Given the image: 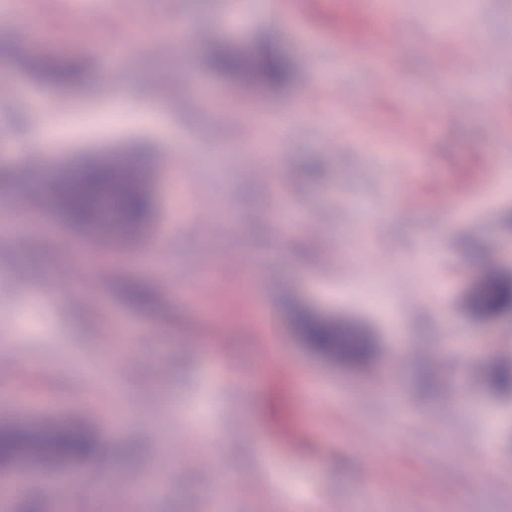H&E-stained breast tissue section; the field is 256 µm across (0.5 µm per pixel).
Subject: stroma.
Wrapping results in <instances>:
<instances>
[{"instance_id":"obj_1","label":"stroma","mask_w":512,"mask_h":512,"mask_svg":"<svg viewBox=\"0 0 512 512\" xmlns=\"http://www.w3.org/2000/svg\"><path fill=\"white\" fill-rule=\"evenodd\" d=\"M328 2L304 12L287 0L278 44L298 70L274 97L202 64L210 36L244 48L268 30L259 12L228 26L239 0H127L121 17L164 29L178 16L189 35L146 44L123 72H104L85 39L111 34L107 0H25L22 14L0 19V167L26 172L0 181V392L26 394L0 407V421L78 423L103 445L65 496L58 466L29 478L23 461L0 469L10 488L0 512L32 502L40 512H220L219 498L221 512H512V392L481 385L512 348V319L469 306L487 272L512 276V0H405L383 74L352 55L358 23ZM466 16L502 64L458 71L450 25ZM438 41L446 72L434 82ZM30 42L44 59L82 58L88 82L40 84L20 53ZM112 82L123 105L106 103ZM175 137L192 158L181 175ZM141 143L157 210L139 238H83L13 212L22 193L31 210L49 208L56 168ZM266 162L291 179L257 178ZM404 172L410 205L393 183ZM443 189L439 212L430 200ZM199 204L202 224L191 220ZM423 257L438 287H427ZM62 269L81 272L92 301L54 294ZM129 278L154 285L153 308L125 301ZM303 313L358 326L376 358L349 367L314 353L298 333ZM206 314L234 322L203 346L180 342ZM111 316L127 326L125 342L103 331ZM159 336L171 345L158 348ZM491 412L500 425L482 468ZM305 419L317 446L274 454L276 432ZM180 440L221 449L223 490L179 454ZM126 447L131 455L114 460ZM148 460L180 477L132 502L122 490L146 481ZM272 465L276 498L256 479Z\"/></svg>"}]
</instances>
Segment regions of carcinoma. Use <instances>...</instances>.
I'll return each instance as SVG.
<instances>
[{
	"label": "carcinoma",
	"mask_w": 512,
	"mask_h": 512,
	"mask_svg": "<svg viewBox=\"0 0 512 512\" xmlns=\"http://www.w3.org/2000/svg\"><path fill=\"white\" fill-rule=\"evenodd\" d=\"M205 66L216 75L253 87H282L291 84L296 75L294 60L275 56L268 40L247 50L219 46L207 55ZM85 74L81 63L63 59L42 70L39 77L53 89H68L81 83ZM55 182V212L84 237L93 230L98 236L134 238L156 209V195L146 184L142 161L135 156L91 159L57 171ZM125 292L133 306L147 308L152 304L148 281L133 279ZM472 305L485 318L511 316L512 279L484 278L472 295ZM298 332L314 352L350 365L369 362L376 354L371 336L334 319L307 315L299 322ZM484 383L491 389L512 391V366H490ZM100 447L99 438L77 424L41 429L0 423V463L4 465L25 458L64 464L88 461L99 454Z\"/></svg>",
	"instance_id": "cac0c4a2"
}]
</instances>
